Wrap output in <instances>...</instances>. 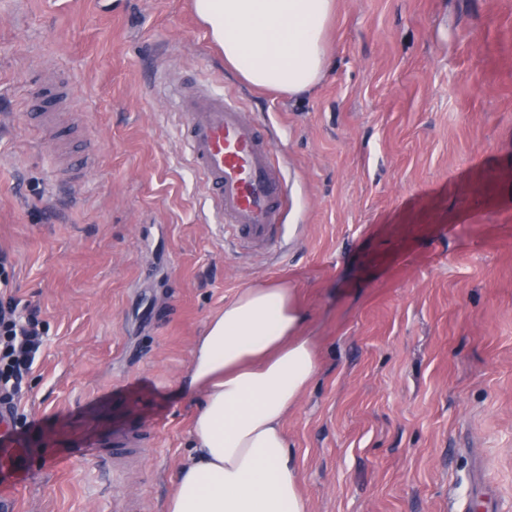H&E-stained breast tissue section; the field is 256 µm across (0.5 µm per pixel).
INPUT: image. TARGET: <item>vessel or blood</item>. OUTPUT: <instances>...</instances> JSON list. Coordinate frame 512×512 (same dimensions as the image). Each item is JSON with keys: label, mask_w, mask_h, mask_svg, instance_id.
Instances as JSON below:
<instances>
[{"label": "vessel or blood", "mask_w": 512, "mask_h": 512, "mask_svg": "<svg viewBox=\"0 0 512 512\" xmlns=\"http://www.w3.org/2000/svg\"><path fill=\"white\" fill-rule=\"evenodd\" d=\"M171 95L179 136L213 202L217 226L241 249L286 250L281 232L286 179L263 128L246 117L237 100L215 89L175 85ZM69 96L70 86L62 82L36 86L30 99L49 125L55 107ZM151 442L150 431L119 428L92 439L90 445L113 449L121 459L145 452Z\"/></svg>", "instance_id": "vessel-or-blood-1"}]
</instances>
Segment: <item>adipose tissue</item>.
Here are the masks:
<instances>
[{
	"mask_svg": "<svg viewBox=\"0 0 512 512\" xmlns=\"http://www.w3.org/2000/svg\"><path fill=\"white\" fill-rule=\"evenodd\" d=\"M195 13L246 83L291 96L328 65L334 0H193ZM305 314L291 289H243L195 342L181 387L200 400L192 453L165 512H306L284 420L317 373Z\"/></svg>",
	"mask_w": 512,
	"mask_h": 512,
	"instance_id": "1",
	"label": "adipose tissue"
}]
</instances>
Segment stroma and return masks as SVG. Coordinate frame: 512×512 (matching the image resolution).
<instances>
[{
	"label": "stroma",
	"mask_w": 512,
	"mask_h": 512,
	"mask_svg": "<svg viewBox=\"0 0 512 512\" xmlns=\"http://www.w3.org/2000/svg\"><path fill=\"white\" fill-rule=\"evenodd\" d=\"M325 77L291 97L224 63L191 0H0V254L47 332L0 469L17 512H164L190 455L178 383L242 288L307 314L289 411L308 512H512V0H336ZM70 81L57 145L31 87ZM236 97L288 188V248L230 245L168 87ZM143 423L155 444L92 462Z\"/></svg>",
	"instance_id": "obj_1"
}]
</instances>
